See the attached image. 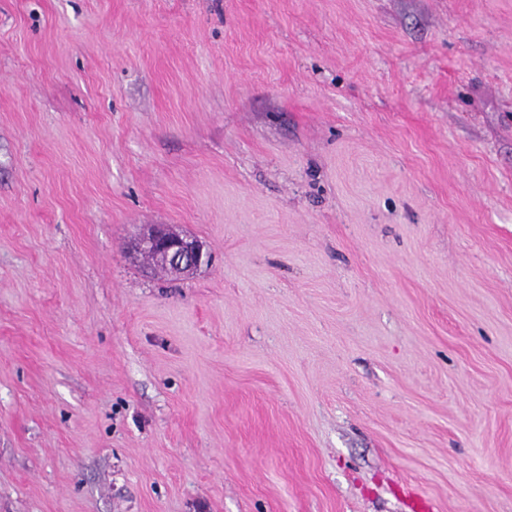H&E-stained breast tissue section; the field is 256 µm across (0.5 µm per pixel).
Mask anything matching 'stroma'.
Returning <instances> with one entry per match:
<instances>
[{"instance_id":"stroma-1","label":"stroma","mask_w":512,"mask_h":512,"mask_svg":"<svg viewBox=\"0 0 512 512\" xmlns=\"http://www.w3.org/2000/svg\"><path fill=\"white\" fill-rule=\"evenodd\" d=\"M0 512H512V0H0ZM131 248L150 266L175 273H193L209 258L202 241L168 224L151 225Z\"/></svg>"}]
</instances>
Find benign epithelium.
Here are the masks:
<instances>
[{"mask_svg": "<svg viewBox=\"0 0 512 512\" xmlns=\"http://www.w3.org/2000/svg\"><path fill=\"white\" fill-rule=\"evenodd\" d=\"M134 255L149 265L175 273H192L208 261L202 241L168 224H154L132 244Z\"/></svg>", "mask_w": 512, "mask_h": 512, "instance_id": "benign-epithelium-1", "label": "benign epithelium"}]
</instances>
